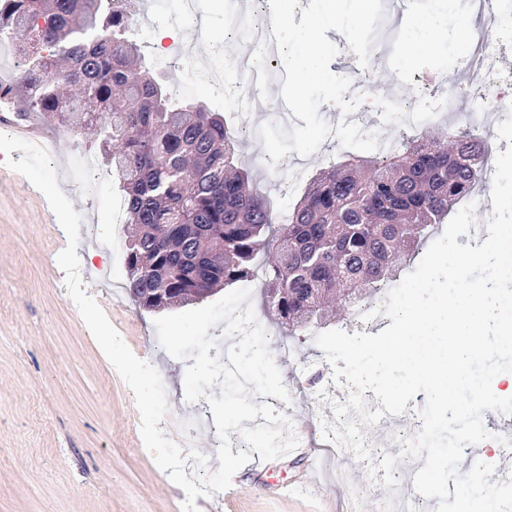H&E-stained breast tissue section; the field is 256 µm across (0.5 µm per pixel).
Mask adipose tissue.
<instances>
[{
    "mask_svg": "<svg viewBox=\"0 0 512 512\" xmlns=\"http://www.w3.org/2000/svg\"><path fill=\"white\" fill-rule=\"evenodd\" d=\"M452 11V0H428L406 24L401 48L391 59L393 70L403 73L442 50L453 53L465 49L469 17L453 16Z\"/></svg>",
    "mask_w": 512,
    "mask_h": 512,
    "instance_id": "obj_1",
    "label": "adipose tissue"
}]
</instances>
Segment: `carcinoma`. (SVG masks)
<instances>
[{"label": "carcinoma", "instance_id": "1", "mask_svg": "<svg viewBox=\"0 0 512 512\" xmlns=\"http://www.w3.org/2000/svg\"><path fill=\"white\" fill-rule=\"evenodd\" d=\"M127 0H0V43L23 58L0 82L21 120L91 131L123 192L129 291L166 311L255 275L289 335L346 316L393 282L426 231L486 177L472 129L398 134L389 153L322 170L277 224L224 117L172 101L145 69Z\"/></svg>", "mask_w": 512, "mask_h": 512}]
</instances>
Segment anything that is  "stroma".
Segmentation results:
<instances>
[{
	"label": "stroma",
	"instance_id": "35a3bbf8",
	"mask_svg": "<svg viewBox=\"0 0 512 512\" xmlns=\"http://www.w3.org/2000/svg\"><path fill=\"white\" fill-rule=\"evenodd\" d=\"M195 3L198 21L213 34V42L200 41L189 31L171 0H133L139 24L178 34L177 41L165 43L171 64L156 67L158 52L149 42L143 47L144 62L151 75L174 88L177 100L202 103L223 113L233 130H245L238 163L251 170L278 218L287 219L309 179L323 165L339 161L345 150L339 140L328 138L310 156L286 155L280 173L263 169L258 127L276 121L289 129L296 117L229 110L224 73L211 68L232 18L253 13L258 0ZM466 80L460 71L424 62L402 75L389 72L382 85L396 93L407 85L436 94ZM38 132L53 142L58 184L82 216L77 253L88 295L132 352L158 370L180 416L194 422L196 406L184 395L186 363L162 349L155 312L139 308L127 288L124 226L110 217L120 190L107 170L97 190L75 177L84 157L97 153L96 143L44 126ZM49 209L40 190L0 162V512H183L185 492L157 467L142 442L132 391L111 368L67 292L57 257L68 238L59 222H48ZM314 338V332H307L301 343L292 344L288 358L275 360L306 455L285 459L268 474L243 466L229 489L197 498L198 512H350L347 482L374 486L350 450L332 460L319 447V426L334 414L331 406L318 409L308 403L318 350ZM425 400L424 393H417L393 427H379L373 453L399 455L394 437L416 433L414 421ZM299 476L303 488L287 499L274 496L272 483ZM374 488L375 499L387 497L386 489Z\"/></svg>",
	"mask_w": 512,
	"mask_h": 512
}]
</instances>
